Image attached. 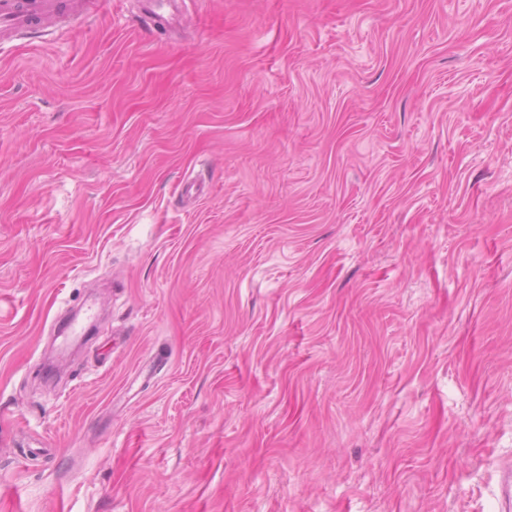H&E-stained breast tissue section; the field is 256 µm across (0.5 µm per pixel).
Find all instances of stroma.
<instances>
[{
    "mask_svg": "<svg viewBox=\"0 0 512 512\" xmlns=\"http://www.w3.org/2000/svg\"><path fill=\"white\" fill-rule=\"evenodd\" d=\"M168 11L0 44V512H498L512 0Z\"/></svg>",
    "mask_w": 512,
    "mask_h": 512,
    "instance_id": "obj_1",
    "label": "stroma"
}]
</instances>
